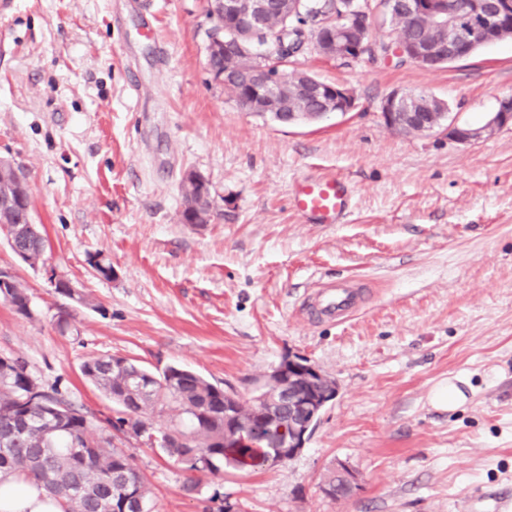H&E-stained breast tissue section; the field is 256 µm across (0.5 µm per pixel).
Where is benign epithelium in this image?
<instances>
[{
    "mask_svg": "<svg viewBox=\"0 0 512 512\" xmlns=\"http://www.w3.org/2000/svg\"><path fill=\"white\" fill-rule=\"evenodd\" d=\"M216 17L234 19L235 40L226 42L216 35L211 40L207 55L220 51L247 54L258 49L267 37L259 14L257 0H211ZM317 7L298 2L288 13V26L274 34L275 50L284 49L286 33L300 26L298 19L306 18V12ZM400 14L409 18H427L437 32L431 42H396L391 45L394 55L423 68L431 69L440 63L451 64L468 57L479 44L495 43L512 34V0H377V7L367 10L357 8L343 13L333 23L321 22L316 26V41L319 51L329 59L357 60L365 55H379L380 45L365 39V33L375 20L383 22ZM283 73L272 75L263 68L256 76V85L250 93L244 109L248 112L270 111L277 120L284 121L280 109L285 103L274 97L273 86L282 80ZM304 85L312 93L327 101L322 112H312L309 117L318 120L330 113L345 114L356 105L353 92L339 85H332L312 78ZM418 99L411 94L394 90L383 100L381 112L384 122L391 128H405L411 132H444L460 144L479 140L487 132L512 123V96L499 100L492 118L482 127L461 126L456 121L428 119L427 113L416 112ZM272 375L288 380V389L283 394V404L292 412H299L306 421L288 431V440L277 458L269 461L279 465L295 457L305 447L326 405L335 400L338 390L321 392L314 386L320 376L319 369L301 356H290L282 360Z\"/></svg>",
    "mask_w": 512,
    "mask_h": 512,
    "instance_id": "7a95c632",
    "label": "benign epithelium"
}]
</instances>
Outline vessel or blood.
<instances>
[{
  "instance_id": "1",
  "label": "vessel or blood",
  "mask_w": 512,
  "mask_h": 512,
  "mask_svg": "<svg viewBox=\"0 0 512 512\" xmlns=\"http://www.w3.org/2000/svg\"><path fill=\"white\" fill-rule=\"evenodd\" d=\"M292 207L300 216L316 224H335L348 213L351 195L344 180L331 176L301 183L292 197ZM350 283L320 285L304 303L302 318L308 323L342 322L358 312Z\"/></svg>"
}]
</instances>
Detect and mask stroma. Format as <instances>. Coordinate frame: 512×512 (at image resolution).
I'll return each instance as SVG.
<instances>
[{
	"label": "stroma",
	"instance_id": "obj_1",
	"mask_svg": "<svg viewBox=\"0 0 512 512\" xmlns=\"http://www.w3.org/2000/svg\"><path fill=\"white\" fill-rule=\"evenodd\" d=\"M143 1L12 0L0 13V157L47 239L32 267L0 235V269L32 299L28 318L0 300V356L94 425L114 409L81 373L97 356L157 375L184 366L244 402L291 355L335 378L303 450L270 469L202 472L188 491L181 464L120 440L154 512H512V125L462 145L393 131L380 111L399 89L484 125L512 94V39L437 70L304 49L292 68L351 89L356 108L282 124L212 78L207 0ZM188 171L210 185V223L179 221ZM325 175L348 183L351 211L305 223L294 188ZM97 254L112 279L90 266ZM50 267L93 307L55 293ZM340 278L361 284L359 312L306 324L303 300ZM448 385L466 400L443 410L432 395ZM340 461L362 481L335 500L320 484Z\"/></svg>",
	"mask_w": 512,
	"mask_h": 512
}]
</instances>
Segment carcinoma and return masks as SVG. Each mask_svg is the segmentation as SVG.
<instances>
[{
	"label": "carcinoma",
	"mask_w": 512,
	"mask_h": 512,
	"mask_svg": "<svg viewBox=\"0 0 512 512\" xmlns=\"http://www.w3.org/2000/svg\"><path fill=\"white\" fill-rule=\"evenodd\" d=\"M288 16V3L276 0L266 19V29L278 28ZM424 21H401L397 38H427ZM249 66L224 78L234 95L246 88ZM296 112H315L321 103L296 93L295 80L279 88ZM19 176L0 167V196L16 192ZM188 220L192 204L199 201L195 184L183 183ZM26 209H0V231L10 228L16 250L29 265L43 261L46 239L24 232L19 222ZM0 298L14 311L31 317V299L19 281ZM82 374L117 407V417L105 419L112 430L147 437L149 443L187 472L185 488L196 486L195 473H216L225 465L261 469L279 452L288 434V407L269 419L261 397L249 403L235 400L224 407V390L191 369L173 365L160 376L126 358L94 357L82 365ZM173 407L181 416L165 428H156L147 415ZM15 473L40 483L61 502L63 512H150L152 489L146 476L126 452L114 444L112 434L95 436L86 416L53 388L44 389L27 372L24 361L0 357V474Z\"/></svg>",
	"instance_id": "cac0c4a2"
}]
</instances>
